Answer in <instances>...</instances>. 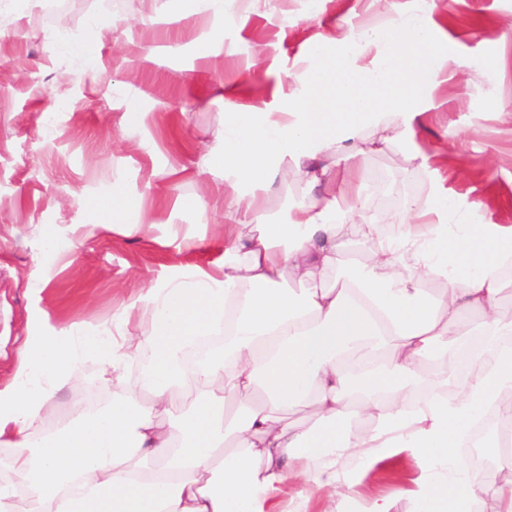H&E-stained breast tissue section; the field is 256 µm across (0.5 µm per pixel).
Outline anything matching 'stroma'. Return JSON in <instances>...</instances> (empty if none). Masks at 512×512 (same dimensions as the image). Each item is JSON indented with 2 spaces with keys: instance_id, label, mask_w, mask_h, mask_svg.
<instances>
[{
  "instance_id": "stroma-1",
  "label": "stroma",
  "mask_w": 512,
  "mask_h": 512,
  "mask_svg": "<svg viewBox=\"0 0 512 512\" xmlns=\"http://www.w3.org/2000/svg\"><path fill=\"white\" fill-rule=\"evenodd\" d=\"M0 0V379L15 351L43 327L110 323L147 283L175 273L213 269L224 255V168L204 165L224 142L225 81L260 57L250 81L269 100L276 77L298 67L329 36L378 25L381 9L432 28L439 50H451L447 80L434 94L431 120L415 135L437 168L430 181L408 160L404 143L383 142L367 126L372 149L361 178L367 219L387 223L410 200L432 192L474 203L493 223L512 225V122L497 106L512 104V0H260L213 21L224 44L207 57L186 0ZM112 24L85 42L95 17ZM99 79L83 81L88 59ZM146 113L138 125L126 112ZM122 184L140 200L149 232L128 236L91 226L86 202ZM201 199L203 208H189ZM196 242L179 248L183 236ZM80 388L63 391L41 427L67 423L87 395L110 399L95 363L77 373ZM418 474L398 455L360 479L363 496L409 489Z\"/></svg>"
}]
</instances>
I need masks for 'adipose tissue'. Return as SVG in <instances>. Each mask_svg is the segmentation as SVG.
<instances>
[{
    "label": "adipose tissue",
    "instance_id": "1",
    "mask_svg": "<svg viewBox=\"0 0 512 512\" xmlns=\"http://www.w3.org/2000/svg\"><path fill=\"white\" fill-rule=\"evenodd\" d=\"M436 44L391 17L317 46L312 64L277 81L284 107L244 102V79L225 84L223 264L150 284L109 328L26 338L0 385V446L11 450L0 512H306L314 497L322 512H399L400 493L362 500L354 487L403 453L419 466L413 512H512V434L481 441L503 449L510 475L457 455L485 417L512 425V318L500 311L512 225L437 194L384 226L358 195L332 189L271 220L261 195L292 162L330 156L357 173L367 125L413 139L442 82ZM91 216L128 235L144 224L119 185ZM368 243L367 262L337 279L347 247ZM471 325L486 340L462 375ZM91 356L111 405L38 437L35 423ZM310 400L319 421L292 424Z\"/></svg>",
    "mask_w": 512,
    "mask_h": 512
}]
</instances>
